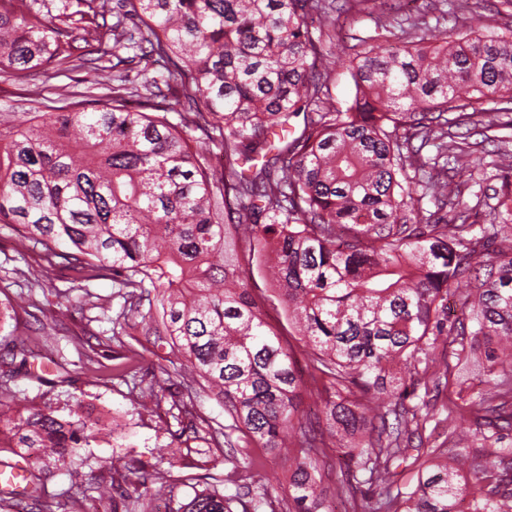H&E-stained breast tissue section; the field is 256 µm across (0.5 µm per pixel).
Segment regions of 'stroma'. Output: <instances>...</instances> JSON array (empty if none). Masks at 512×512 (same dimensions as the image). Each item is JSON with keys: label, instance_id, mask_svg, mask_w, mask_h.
Returning <instances> with one entry per match:
<instances>
[{"label": "stroma", "instance_id": "stroma-1", "mask_svg": "<svg viewBox=\"0 0 512 512\" xmlns=\"http://www.w3.org/2000/svg\"><path fill=\"white\" fill-rule=\"evenodd\" d=\"M373 32L374 23L366 16L354 25L337 30L332 48L336 57L332 93L337 101H347L352 95V82L346 68L349 46H352L355 37H365ZM95 80V71L88 67L67 73L51 68L30 75L0 73V113L21 111L31 99L39 100L46 106L61 105L66 94L87 90ZM41 265L42 259L35 253L28 254L26 259H19L13 238L0 233V302L14 309V318L8 330L16 337L28 339L35 353L30 368L42 371L44 376L40 382L24 375L16 377L10 384L12 393L17 399L28 402L50 399L60 404L80 402L111 410L125 425V449L120 452L111 444L99 443L94 452L104 461H111L112 457L122 453L140 467L168 457L169 437L164 429L170 400H163L157 407H139L127 386L112 377L113 366L126 354L129 345L112 338V320L119 313L122 300L114 296L111 282L90 283V293L107 299L109 308L98 321L85 326L72 310L82 294L70 291L68 271L57 266L45 272ZM22 269L42 276V288L36 289L28 302L18 298L25 287L23 279L18 276ZM52 321L82 333L85 343L83 351H76L66 336L48 334L45 325ZM90 357L97 365L93 372L86 368V360Z\"/></svg>", "mask_w": 512, "mask_h": 512}]
</instances>
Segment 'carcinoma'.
I'll return each mask as SVG.
<instances>
[{
    "instance_id": "1",
    "label": "carcinoma",
    "mask_w": 512,
    "mask_h": 512,
    "mask_svg": "<svg viewBox=\"0 0 512 512\" xmlns=\"http://www.w3.org/2000/svg\"><path fill=\"white\" fill-rule=\"evenodd\" d=\"M333 10V0H0L1 72L91 64L109 97L93 112L0 118V224L18 255L40 251L74 287L112 282L123 299L112 336L139 345L119 377L142 407L157 406L167 365L180 363L167 447L224 448L231 465L187 502L173 455L135 481L114 466L108 486L82 491L104 512H155L157 500L166 512H260L273 493L241 482L261 465L254 448L288 461L285 512H334L336 499L346 512H512L502 434L512 430V188L496 192L488 223L469 224L448 178L488 166L452 127L512 129L502 119L512 24L485 25L483 0H448L457 32L343 0L348 18L376 16L378 33L358 38L352 96L338 106L326 47L336 34L310 24H332ZM109 43L133 55L89 58ZM137 59L164 72L140 69L147 95L134 104ZM179 78L191 89L173 122L165 90ZM425 202L451 216L434 219ZM255 262L269 273L261 295ZM462 285L465 311L452 319L448 290ZM276 301L309 349L303 366L268 320ZM147 354L159 360L149 381ZM29 358L26 340L4 339L0 379L32 375ZM450 387L444 421L461 452L448 461L423 433L426 397ZM409 388L425 399L406 406ZM204 395L224 404V422L200 430ZM105 425L101 411L64 416L50 400L0 395V452L11 454L0 470L25 464L22 490L0 502L76 512L83 501L47 492L40 474L105 469L92 452ZM402 465L416 469L414 485L396 479Z\"/></svg>"
}]
</instances>
